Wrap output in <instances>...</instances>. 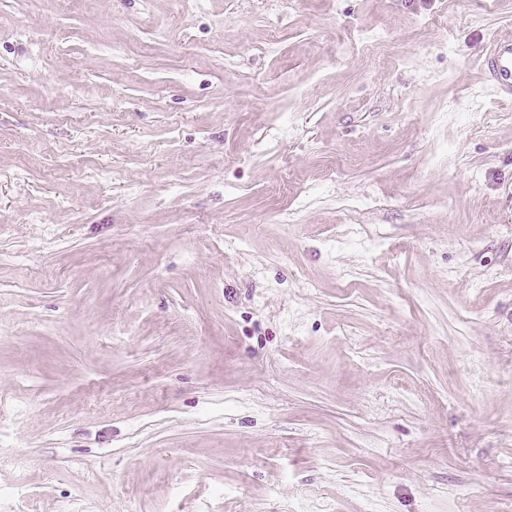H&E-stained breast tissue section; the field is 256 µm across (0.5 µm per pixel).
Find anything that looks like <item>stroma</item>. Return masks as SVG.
<instances>
[{"label": "stroma", "instance_id": "35a3bbf8", "mask_svg": "<svg viewBox=\"0 0 512 512\" xmlns=\"http://www.w3.org/2000/svg\"><path fill=\"white\" fill-rule=\"evenodd\" d=\"M511 35L0 0V512H512ZM477 53L481 67L493 74L503 98L512 99V38L493 42Z\"/></svg>", "mask_w": 512, "mask_h": 512}]
</instances>
